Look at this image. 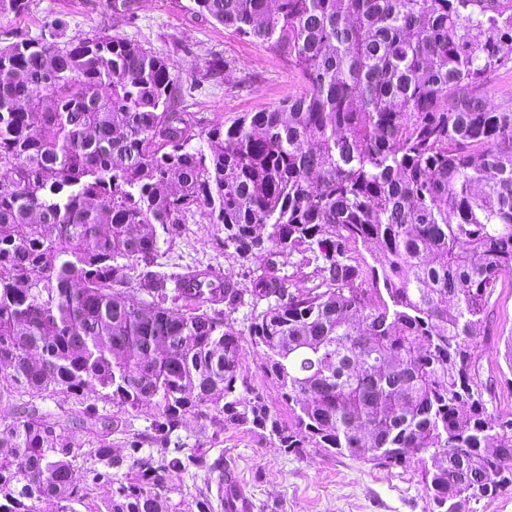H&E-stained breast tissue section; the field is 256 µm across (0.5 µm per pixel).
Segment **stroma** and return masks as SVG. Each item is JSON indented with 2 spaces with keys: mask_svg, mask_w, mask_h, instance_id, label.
<instances>
[{
  "mask_svg": "<svg viewBox=\"0 0 512 512\" xmlns=\"http://www.w3.org/2000/svg\"><path fill=\"white\" fill-rule=\"evenodd\" d=\"M66 25L65 38L97 32L138 40L168 58L178 77V101L205 124L228 122L243 112L280 103L301 88L274 50L240 39L192 10L191 0H138L135 18L113 13L109 0H30L28 11L0 16V44L17 36L48 33ZM223 68L200 78L205 62ZM157 262L170 274L216 271L239 287L248 269L224 249L222 227L195 211L173 239L161 243ZM487 331L475 363L489 410L512 417V273L502 275L488 304ZM170 447L202 449L223 457L253 512H427L416 468L387 470L319 448L284 453L270 440L243 428H228L215 416L186 418L170 436Z\"/></svg>",
  "mask_w": 512,
  "mask_h": 512,
  "instance_id": "1",
  "label": "stroma"
}]
</instances>
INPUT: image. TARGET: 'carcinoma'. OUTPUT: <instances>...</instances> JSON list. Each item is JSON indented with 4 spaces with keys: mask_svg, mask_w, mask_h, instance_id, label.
<instances>
[{
    "mask_svg": "<svg viewBox=\"0 0 512 512\" xmlns=\"http://www.w3.org/2000/svg\"><path fill=\"white\" fill-rule=\"evenodd\" d=\"M192 2L283 56L299 93L203 130L168 60L126 37L0 46V399L29 396L0 420V512H215L223 459L167 448L210 412L286 454L413 463L428 512L512 486V419L473 364L512 272V105L481 92L512 60V0ZM198 209L250 287L156 270ZM245 305L286 421L244 366ZM56 395L73 408L42 413ZM143 414L158 448L121 474L110 436ZM190 465L216 494L174 503Z\"/></svg>",
    "mask_w": 512,
    "mask_h": 512,
    "instance_id": "obj_1",
    "label": "carcinoma"
}]
</instances>
